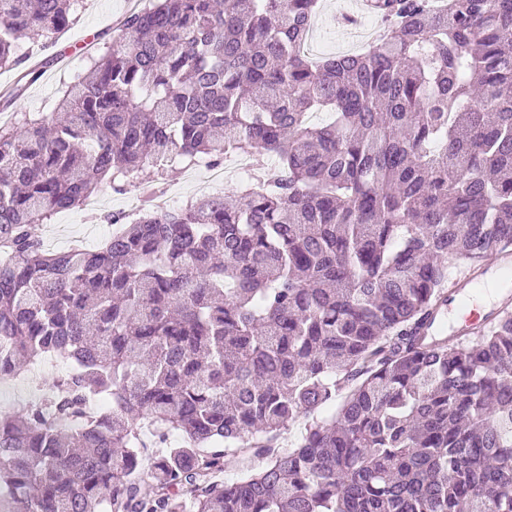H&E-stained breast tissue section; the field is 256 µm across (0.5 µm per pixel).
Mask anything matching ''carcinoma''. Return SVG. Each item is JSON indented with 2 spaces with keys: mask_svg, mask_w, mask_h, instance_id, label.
<instances>
[{
  "mask_svg": "<svg viewBox=\"0 0 512 512\" xmlns=\"http://www.w3.org/2000/svg\"><path fill=\"white\" fill-rule=\"evenodd\" d=\"M367 2L382 39L313 62L320 0H151L0 124V377L71 365L0 412L3 512H512V314L419 336L512 247V0ZM77 5L0 0V68ZM233 153L277 171L43 249L99 183ZM503 269L512 270V249L501 251L492 263H481L458 273L448 287V295L441 308L442 314L448 316L459 311L468 297L472 283H486L494 277L498 278V271Z\"/></svg>",
  "mask_w": 512,
  "mask_h": 512,
  "instance_id": "carcinoma-1",
  "label": "carcinoma"
}]
</instances>
